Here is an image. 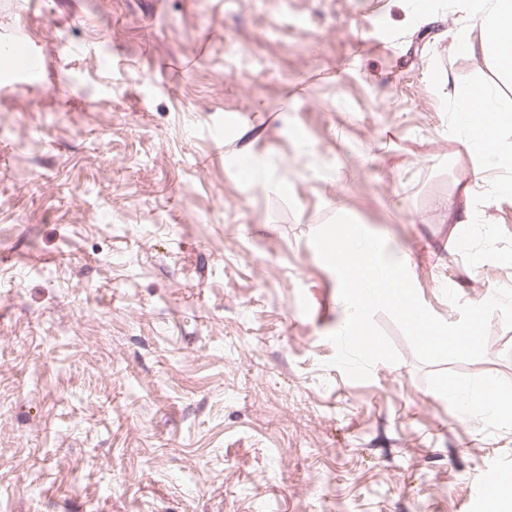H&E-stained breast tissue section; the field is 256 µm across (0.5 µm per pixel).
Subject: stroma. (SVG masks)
Instances as JSON below:
<instances>
[{
  "instance_id": "stroma-1",
  "label": "stroma",
  "mask_w": 512,
  "mask_h": 512,
  "mask_svg": "<svg viewBox=\"0 0 512 512\" xmlns=\"http://www.w3.org/2000/svg\"><path fill=\"white\" fill-rule=\"evenodd\" d=\"M95 2L0 0L45 61L0 91V512H462L512 421L440 386L512 388V328L425 366L380 313L400 360L350 380L311 236L381 231L447 322L443 287L512 286V201L467 195L438 85L512 75L455 52L454 0Z\"/></svg>"
}]
</instances>
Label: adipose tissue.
I'll list each match as a JSON object with an SVG mask.
<instances>
[{"label": "adipose tissue", "mask_w": 512, "mask_h": 512, "mask_svg": "<svg viewBox=\"0 0 512 512\" xmlns=\"http://www.w3.org/2000/svg\"><path fill=\"white\" fill-rule=\"evenodd\" d=\"M466 18L452 38L455 51L481 55L512 75V0H457ZM449 131L474 162L477 184L512 198V104L501 103L487 88L453 86ZM443 395L458 402L464 415L512 419V389L486 385H442Z\"/></svg>", "instance_id": "1"}]
</instances>
